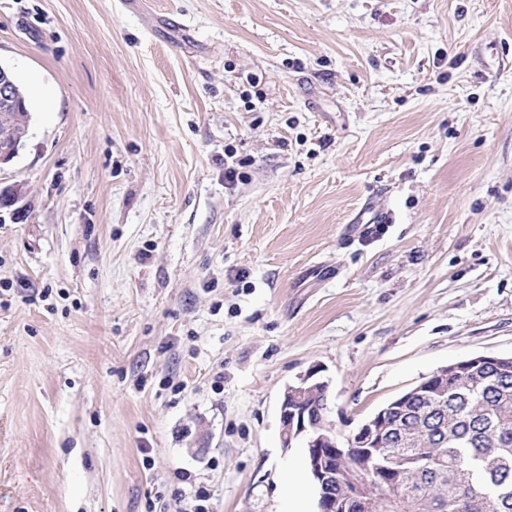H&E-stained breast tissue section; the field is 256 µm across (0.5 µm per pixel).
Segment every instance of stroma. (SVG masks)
Returning a JSON list of instances; mask_svg holds the SVG:
<instances>
[{
    "mask_svg": "<svg viewBox=\"0 0 512 512\" xmlns=\"http://www.w3.org/2000/svg\"><path fill=\"white\" fill-rule=\"evenodd\" d=\"M0 64V512H318L310 366L344 440L512 355V0H0ZM22 99L23 94L12 71L0 65V104L8 108ZM30 119L29 103L25 95L24 100L12 109L0 108V138L6 126L29 127Z\"/></svg>",
    "mask_w": 512,
    "mask_h": 512,
    "instance_id": "35a3bbf8",
    "label": "stroma"
}]
</instances>
